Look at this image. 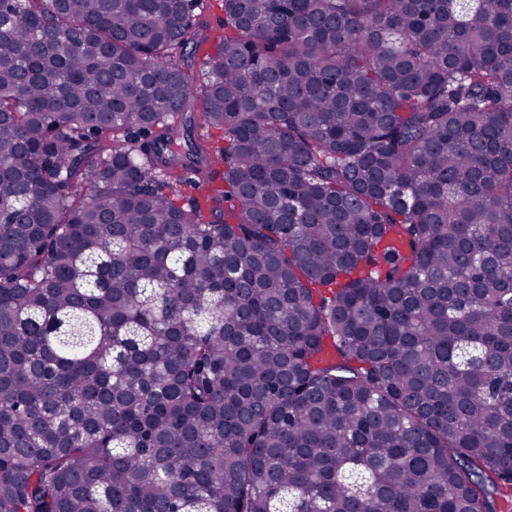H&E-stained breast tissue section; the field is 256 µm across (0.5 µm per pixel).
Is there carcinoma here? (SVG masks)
<instances>
[{
    "label": "carcinoma",
    "instance_id": "cac0c4a2",
    "mask_svg": "<svg viewBox=\"0 0 512 512\" xmlns=\"http://www.w3.org/2000/svg\"><path fill=\"white\" fill-rule=\"evenodd\" d=\"M198 8L3 0L0 512H505L512 0Z\"/></svg>",
    "mask_w": 512,
    "mask_h": 512
}]
</instances>
